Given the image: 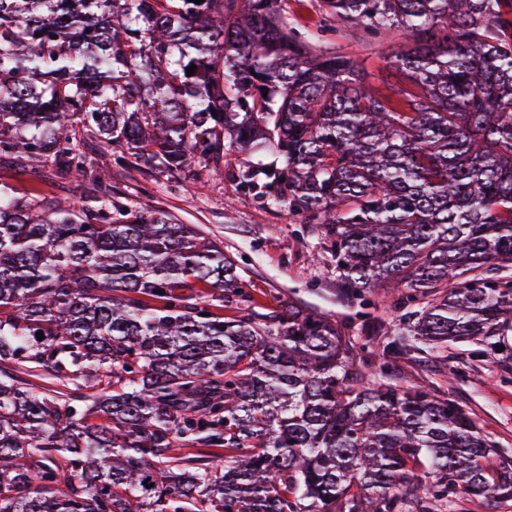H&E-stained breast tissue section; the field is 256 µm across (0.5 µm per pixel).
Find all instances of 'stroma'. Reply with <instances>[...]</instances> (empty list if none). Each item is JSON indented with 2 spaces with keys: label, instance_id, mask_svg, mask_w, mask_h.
I'll list each match as a JSON object with an SVG mask.
<instances>
[{
  "label": "stroma",
  "instance_id": "obj_1",
  "mask_svg": "<svg viewBox=\"0 0 512 512\" xmlns=\"http://www.w3.org/2000/svg\"><path fill=\"white\" fill-rule=\"evenodd\" d=\"M320 3L288 0L289 25L312 34L316 46L354 59L373 88L387 94L399 87L402 77L387 60L398 34L388 31L363 41L343 30L320 27ZM275 161L271 154L237 150L227 156L220 176L196 164L173 176L130 161L111 169L112 200L132 209L165 211L176 222L199 225L222 240L257 304L294 300L330 316L349 336L360 333L371 315L383 324L377 340H390L405 311L390 304L383 288L359 299L341 295L336 261L318 231L287 208L273 209L264 200L232 191L229 177L239 168ZM0 188L31 202L51 198L78 206L95 203L93 190L81 177H58L51 166L39 162H1ZM394 367L404 384L425 385L433 394L458 403L502 454L512 458V335L505 337L499 352L480 355L473 343L459 342L449 344L443 357L412 351Z\"/></svg>",
  "mask_w": 512,
  "mask_h": 512
}]
</instances>
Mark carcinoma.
<instances>
[{
	"instance_id": "obj_1",
	"label": "carcinoma",
	"mask_w": 512,
	"mask_h": 512,
	"mask_svg": "<svg viewBox=\"0 0 512 512\" xmlns=\"http://www.w3.org/2000/svg\"><path fill=\"white\" fill-rule=\"evenodd\" d=\"M284 2L0 0V158L107 190L77 136L171 174L269 149L280 165L238 171L233 190L316 228L344 293L385 283L406 289L397 304L428 301L374 347L375 321L355 338L291 300L255 309L194 224L0 190V512L512 500V459L392 366L512 332V0H322L326 26L404 32L388 95L301 39ZM9 362L68 381L71 400L22 386Z\"/></svg>"
}]
</instances>
